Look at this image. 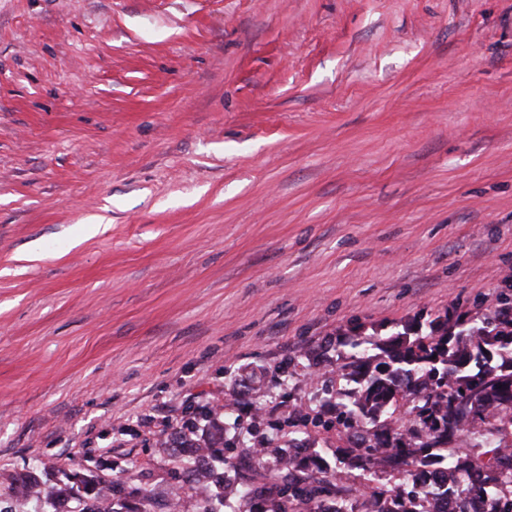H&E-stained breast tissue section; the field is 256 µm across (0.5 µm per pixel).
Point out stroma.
<instances>
[{
	"instance_id": "stroma-1",
	"label": "stroma",
	"mask_w": 512,
	"mask_h": 512,
	"mask_svg": "<svg viewBox=\"0 0 512 512\" xmlns=\"http://www.w3.org/2000/svg\"><path fill=\"white\" fill-rule=\"evenodd\" d=\"M511 272L512 0H0V471L221 512L191 412ZM88 477V487L85 489L84 496L89 500H114L121 499L123 488L118 481H105L99 476L90 474Z\"/></svg>"
}]
</instances>
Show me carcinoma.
I'll use <instances>...</instances> for the list:
<instances>
[{
    "instance_id": "obj_1",
    "label": "carcinoma",
    "mask_w": 512,
    "mask_h": 512,
    "mask_svg": "<svg viewBox=\"0 0 512 512\" xmlns=\"http://www.w3.org/2000/svg\"><path fill=\"white\" fill-rule=\"evenodd\" d=\"M498 310L416 321L413 331L375 343L369 353L357 335L341 342L345 350L322 363L336 369L346 387L336 389L318 411H298L264 435L263 452L251 457L264 482L227 478L216 463L235 443L212 430L174 458L185 464L187 483L225 512H435L425 501L439 494L456 498V512H470L469 499L485 495L512 502V293L501 294ZM288 440L280 441L283 426ZM334 428L346 442L321 450L302 447L309 428ZM332 453L350 468L379 472L405 481V494L385 485L361 493L340 486L324 467ZM444 468L443 486L432 488L427 473ZM0 486L11 491L36 489L37 499L62 512L73 486L42 482L37 473H0ZM118 481L88 475L89 500L121 498Z\"/></svg>"
}]
</instances>
